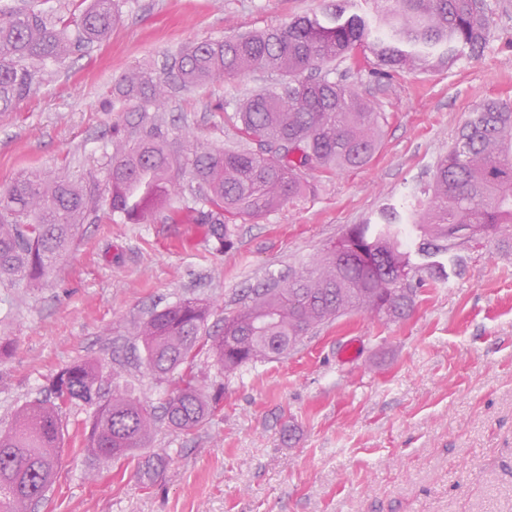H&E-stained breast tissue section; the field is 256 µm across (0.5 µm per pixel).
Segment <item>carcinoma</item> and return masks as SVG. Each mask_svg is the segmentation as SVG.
<instances>
[{"label": "carcinoma", "mask_w": 512, "mask_h": 512, "mask_svg": "<svg viewBox=\"0 0 512 512\" xmlns=\"http://www.w3.org/2000/svg\"><path fill=\"white\" fill-rule=\"evenodd\" d=\"M489 0H386L369 20L345 11L303 16L254 33L199 41L173 55L160 76L141 68L119 94L161 107L167 88L206 85L254 71L275 79L240 100L228 122L240 143L216 150L194 142L181 156L168 132L152 123L113 139L109 182L35 169L0 191V280L37 282L69 251L89 217L108 211L131 224L159 213L173 224L208 225L219 247L235 225L263 217L310 190L307 176L368 165L379 147L385 113L350 82L351 71L388 78L404 70L452 67L476 59L491 31ZM120 17L119 0H87L64 18L33 5L0 7V112L28 97L49 64L105 38ZM360 46L369 51L353 54ZM351 62L343 69L338 64ZM189 177L194 204L175 206ZM512 244V102L488 100L469 115L430 183L399 211L355 224L326 248L315 267L248 290L246 303L207 329L210 308L186 298L135 327L147 369L178 373L162 412L175 429L191 430L213 411L195 371L204 353L226 374L294 351L320 326L352 311L390 319L411 312L418 289L438 273H457L461 252L480 239ZM101 367L83 361L63 369L50 395L17 409L0 432V512H29L56 475L62 406L94 407L87 451L120 458L150 441L154 412L125 392H102Z\"/></svg>", "instance_id": "carcinoma-1"}]
</instances>
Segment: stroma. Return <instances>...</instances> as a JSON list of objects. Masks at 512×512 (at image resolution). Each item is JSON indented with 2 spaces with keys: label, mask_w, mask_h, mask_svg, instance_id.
<instances>
[{
  "label": "stroma",
  "mask_w": 512,
  "mask_h": 512,
  "mask_svg": "<svg viewBox=\"0 0 512 512\" xmlns=\"http://www.w3.org/2000/svg\"><path fill=\"white\" fill-rule=\"evenodd\" d=\"M483 54L449 69L388 80L354 75L385 112L379 149L364 167L312 174L313 193L237 225L219 248L203 224L156 215L130 224L109 212L39 283L0 287V431L23 403L44 397L63 368L97 361L151 408L166 398L132 331L182 298L211 307L220 330L249 288L312 268L345 230L401 206L428 182L469 114L512 100V0H490ZM377 0H122L111 36L49 67L35 93L0 114V188L32 169L105 179L113 129L161 124L169 148L234 138L216 102L234 108L267 84L251 72L176 93L146 116L115 87L129 71H163L192 41L275 28L337 8L373 17ZM461 275L418 292L409 316L351 313L287 357L226 376L197 369L215 411L188 432L159 419L132 455H89L93 410L62 414L55 479L31 512H512V249L488 239L464 254ZM356 356H342L345 346ZM165 457L154 479L147 460Z\"/></svg>",
  "instance_id": "obj_1"
}]
</instances>
